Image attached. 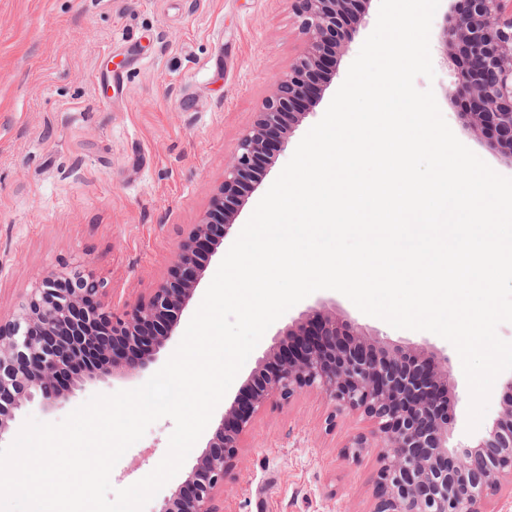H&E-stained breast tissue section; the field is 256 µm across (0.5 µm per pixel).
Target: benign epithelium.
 Here are the masks:
<instances>
[{
	"mask_svg": "<svg viewBox=\"0 0 512 512\" xmlns=\"http://www.w3.org/2000/svg\"><path fill=\"white\" fill-rule=\"evenodd\" d=\"M293 2L304 48L240 137L202 223L178 244L170 274L148 299L116 314L102 302L103 283L93 273L63 266L40 276L11 320L0 323V442L22 406L37 400L55 408L70 401L74 389L62 388L58 375L76 359L95 362L91 348L131 349L112 364L134 373L178 337L180 316L206 261L232 233L239 208L259 185L256 158L267 138L276 135L280 146L288 144L289 131L320 101L316 74L327 58L344 51L361 20L363 0ZM450 18L442 40L456 50L460 71L447 97L463 106L457 114L468 130L487 134L494 148L512 157V0H469L466 12ZM307 335L315 342L302 356L265 374L264 367L282 357L285 342ZM247 384L255 388L250 407L241 408L236 399L224 406L212 439L158 512H216L215 496L254 415L269 401L308 388L374 422L372 438L359 436L346 450L354 458L378 450L374 512H487L489 495L505 487L512 495V376L502 385V411L486 434L455 445L450 411L457 382L448 356L414 343L382 345L361 324L311 307L258 358Z\"/></svg>",
	"mask_w": 512,
	"mask_h": 512,
	"instance_id": "obj_1",
	"label": "benign epithelium"
}]
</instances>
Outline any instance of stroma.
<instances>
[{
    "mask_svg": "<svg viewBox=\"0 0 512 512\" xmlns=\"http://www.w3.org/2000/svg\"><path fill=\"white\" fill-rule=\"evenodd\" d=\"M379 3L370 0L324 104L374 29ZM448 11L441 0L431 27L435 77H417L415 86L433 89L456 137L512 177V159L464 131L447 99L457 79L455 61L438 38ZM303 46L292 0H0V317L11 316L39 275L64 265L102 281V298L114 311L147 298L223 184L239 138ZM324 104L275 153L236 228L322 118ZM321 305L386 343L424 344L447 355L458 382L454 439H478L466 430L470 396L455 348L430 332L392 328L332 290L312 293L271 325L228 398L277 335ZM175 349L166 344L139 373L86 380L70 407L141 386ZM70 407L26 404L13 427L21 429L31 416L59 422ZM173 429L169 418L153 423L113 468V487L149 474L166 455ZM371 429L364 414L336 408L315 390L268 402L243 436L215 499L219 512H373L376 450L356 459L344 455L351 438Z\"/></svg>",
    "mask_w": 512,
    "mask_h": 512,
    "instance_id": "35a3bbf8",
    "label": "stroma"
}]
</instances>
